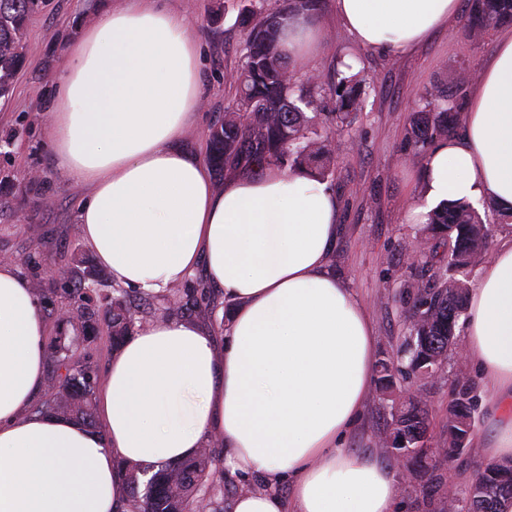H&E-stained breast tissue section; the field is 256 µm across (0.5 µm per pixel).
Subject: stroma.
I'll use <instances>...</instances> for the list:
<instances>
[{
  "label": "stroma",
  "instance_id": "1",
  "mask_svg": "<svg viewBox=\"0 0 512 512\" xmlns=\"http://www.w3.org/2000/svg\"><path fill=\"white\" fill-rule=\"evenodd\" d=\"M281 5L282 0H168L169 8L189 23L201 60L202 101L178 142L181 149L207 157L211 129L237 100L231 76L244 61L246 25L259 23ZM469 15V7H462L451 28L435 32L414 52L381 53L355 46L336 15L335 0H321L316 21L326 37L290 69L299 84L317 75L313 95L320 112L335 109L333 90L345 59L355 60V72L366 83L362 112L331 142L336 158L332 188L340 200L342 233L328 263L342 286L354 289L366 305L381 359L399 356L410 325L409 287L423 275L421 264H410L407 258V246L420 226L408 220L405 205L421 197L422 169L421 158L407 147L409 119L420 97L434 86L467 100L469 90L457 87L456 77L462 70L478 69L492 55L500 31L495 25L483 40L472 39ZM96 18L95 0H49L28 23L27 60L9 100H0V254L13 256L16 269L31 281L39 280L42 265L69 269L93 256L77 222L79 204L89 189L53 170L45 128L54 103L52 76L67 45ZM34 170L39 179H31ZM455 373L451 362L445 374L397 383L399 394H419L428 403L427 444L436 455L427 469L440 481L434 488L398 469L397 512H446L445 483L466 487L487 463L480 443L491 432L484 391L469 450L453 460L441 451ZM392 413L391 399L372 389L361 420L347 438L348 448L392 464L382 445Z\"/></svg>",
  "mask_w": 512,
  "mask_h": 512
}]
</instances>
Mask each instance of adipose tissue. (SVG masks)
<instances>
[{
	"instance_id": "ef3b65f1",
	"label": "adipose tissue",
	"mask_w": 512,
	"mask_h": 512,
	"mask_svg": "<svg viewBox=\"0 0 512 512\" xmlns=\"http://www.w3.org/2000/svg\"><path fill=\"white\" fill-rule=\"evenodd\" d=\"M354 43L408 52L459 0H336ZM198 46L162 0L102 5L55 72L52 166L88 186L77 222L124 287L160 292L204 266L230 310L223 348L192 320L156 319L109 362L99 427L39 413L48 327L31 283L0 263V512H128L122 466L191 458L222 439L254 478L232 512H393L397 478L344 448L375 365L372 320L328 269L339 202L307 170L268 165L215 189L177 141L201 98ZM461 137L423 161L421 216L439 203L512 208V30L480 67ZM464 356L490 396L489 459H512V226L471 290ZM289 485L282 494L281 485Z\"/></svg>"
}]
</instances>
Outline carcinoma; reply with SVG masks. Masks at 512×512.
Returning <instances> with one entry per match:
<instances>
[{"instance_id":"1","label":"carcinoma","mask_w":512,"mask_h":512,"mask_svg":"<svg viewBox=\"0 0 512 512\" xmlns=\"http://www.w3.org/2000/svg\"><path fill=\"white\" fill-rule=\"evenodd\" d=\"M470 35L483 38L495 23L512 19V0H470ZM43 0H0V98L9 95L26 59V30ZM318 0H288L282 10L250 27L244 62L236 74L239 97L236 108L224 113L210 134L208 161L217 170L232 169L245 161L261 169L274 164L288 169L304 167L321 181L331 182L336 158L329 140L350 125L362 110L363 88L359 80L343 76L336 83V111L307 115L315 107L312 96L295 90L282 49V34L295 14L314 15ZM422 106L412 113L407 144L413 155L427 153L438 139L446 138L464 121L461 106L448 93L435 89L421 96ZM424 231L448 239L446 278L437 287L414 286L415 303L409 335L404 337L401 361L408 373L428 377L443 369L455 345V327L466 309L468 281L462 275L487 255L491 233L479 214L466 202H451L427 215ZM103 276L91 266L75 272L67 288H38L36 296L47 306L67 302L70 315L49 347L47 389L43 410H52L95 427V393L99 370L89 354L78 350L97 339L100 320L111 329L112 345L118 347L132 331L157 318H189L202 308L216 309L205 288H167L161 304L137 303L123 288H103ZM81 325L71 336L68 327ZM400 361L379 362L378 386L382 394L396 393ZM477 407L473 381L464 373L455 376L448 396V455L468 450ZM428 408L414 396L399 402L390 429L399 446L388 449L404 455L407 463H421L429 453L426 445ZM224 449L209 442L182 462L157 466L148 480L147 470L125 467L124 480L130 512H196L206 501L208 512H224V471L219 468ZM475 479L489 486L490 494L472 504L473 512H509L512 509V460L490 463Z\"/></svg>"}]
</instances>
